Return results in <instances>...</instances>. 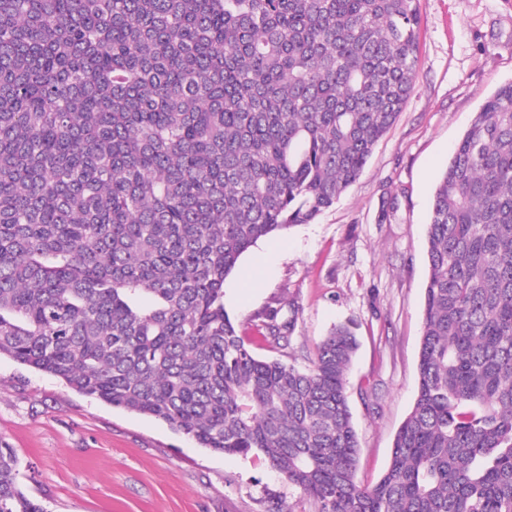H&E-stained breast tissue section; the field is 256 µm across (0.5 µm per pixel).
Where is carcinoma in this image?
Returning a JSON list of instances; mask_svg holds the SVG:
<instances>
[{
	"instance_id": "carcinoma-1",
	"label": "carcinoma",
	"mask_w": 512,
	"mask_h": 512,
	"mask_svg": "<svg viewBox=\"0 0 512 512\" xmlns=\"http://www.w3.org/2000/svg\"><path fill=\"white\" fill-rule=\"evenodd\" d=\"M419 0H0V356L262 456L318 512H512V82L436 189L417 395L355 481V334L258 358L224 283L311 223L407 102ZM288 343L294 314L256 324ZM0 446V512H48Z\"/></svg>"
}]
</instances>
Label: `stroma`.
Returning <instances> with one entry per match:
<instances>
[{
	"label": "stroma",
	"mask_w": 512,
	"mask_h": 512,
	"mask_svg": "<svg viewBox=\"0 0 512 512\" xmlns=\"http://www.w3.org/2000/svg\"><path fill=\"white\" fill-rule=\"evenodd\" d=\"M419 68L393 127L330 208L259 240L224 283L242 334L266 309L294 305L284 348L255 353L304 369L336 325L359 349L346 393L359 439L355 480L374 485L416 394L429 275L426 228L438 179L483 101L512 81V0H419ZM399 209L382 222L383 199ZM49 512H317L263 459L229 456L152 418L78 393L0 356V444Z\"/></svg>",
	"instance_id": "obj_1"
}]
</instances>
